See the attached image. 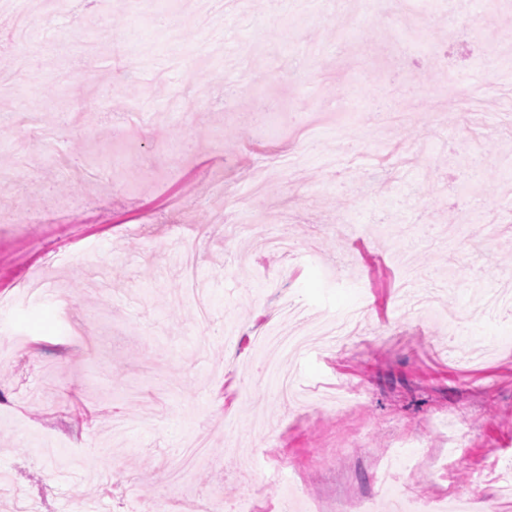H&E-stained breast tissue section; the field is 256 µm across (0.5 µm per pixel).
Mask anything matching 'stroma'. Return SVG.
Returning a JSON list of instances; mask_svg holds the SVG:
<instances>
[{"label":"stroma","mask_w":512,"mask_h":512,"mask_svg":"<svg viewBox=\"0 0 512 512\" xmlns=\"http://www.w3.org/2000/svg\"><path fill=\"white\" fill-rule=\"evenodd\" d=\"M197 3L0 17V512H340L391 499L393 452L415 497L512 512L471 482L512 462V0ZM284 232L295 252L254 250ZM282 293L347 326L289 322L288 397L252 347ZM195 512H243L244 501L238 499L235 496L225 498L224 501H216L210 498H205L197 504L194 510Z\"/></svg>","instance_id":"stroma-1"}]
</instances>
